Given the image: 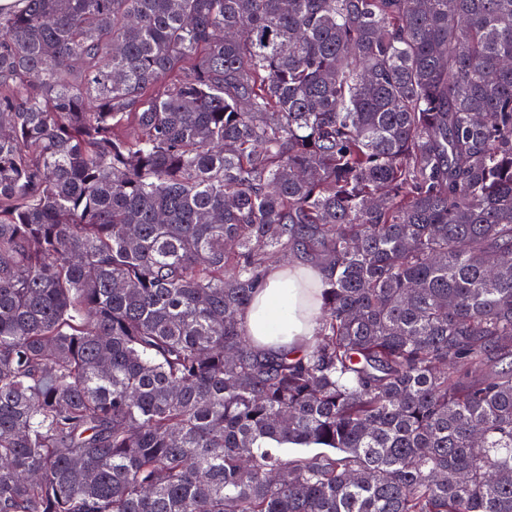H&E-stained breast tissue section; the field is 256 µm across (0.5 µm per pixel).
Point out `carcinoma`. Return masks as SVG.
Masks as SVG:
<instances>
[{
    "mask_svg": "<svg viewBox=\"0 0 512 512\" xmlns=\"http://www.w3.org/2000/svg\"><path fill=\"white\" fill-rule=\"evenodd\" d=\"M0 512H512V0L0 4ZM324 276L302 262L273 264L246 310L245 325L254 345L265 351H302L314 335L318 309L309 284Z\"/></svg>",
    "mask_w": 512,
    "mask_h": 512,
    "instance_id": "1",
    "label": "carcinoma"
}]
</instances>
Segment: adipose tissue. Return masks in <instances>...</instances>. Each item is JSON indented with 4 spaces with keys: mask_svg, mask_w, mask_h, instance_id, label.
<instances>
[{
    "mask_svg": "<svg viewBox=\"0 0 512 512\" xmlns=\"http://www.w3.org/2000/svg\"><path fill=\"white\" fill-rule=\"evenodd\" d=\"M324 272L293 261L271 265L245 313L254 345L271 352L304 350L314 334L318 309L309 285Z\"/></svg>",
    "mask_w": 512,
    "mask_h": 512,
    "instance_id": "ef3b65f1",
    "label": "adipose tissue"
}]
</instances>
